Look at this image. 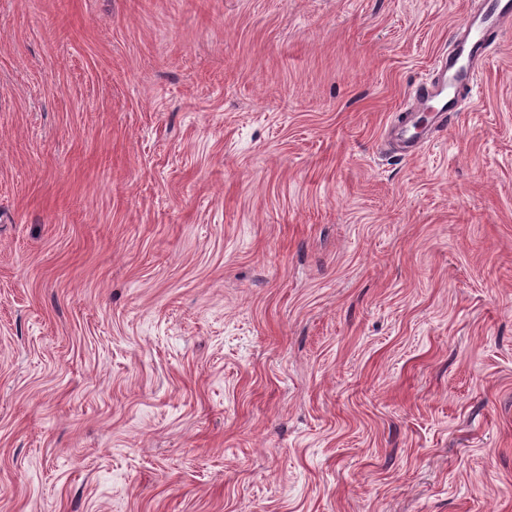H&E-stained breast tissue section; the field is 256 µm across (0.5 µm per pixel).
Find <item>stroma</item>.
Listing matches in <instances>:
<instances>
[{
	"mask_svg": "<svg viewBox=\"0 0 512 512\" xmlns=\"http://www.w3.org/2000/svg\"><path fill=\"white\" fill-rule=\"evenodd\" d=\"M473 0H0V512H512V33ZM512 21L511 0H480L458 27L451 49L436 64L432 75L415 89V110L394 127V139L400 156H412L426 139L432 137L459 112L458 95L465 88L472 92L479 64L488 55L490 35L501 32ZM423 112H430V121ZM417 150V151H416Z\"/></svg>",
	"mask_w": 512,
	"mask_h": 512,
	"instance_id": "obj_1",
	"label": "stroma"
}]
</instances>
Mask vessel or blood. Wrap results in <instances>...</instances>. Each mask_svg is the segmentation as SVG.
<instances>
[{
	"label": "vessel or blood",
	"mask_w": 512,
	"mask_h": 512,
	"mask_svg": "<svg viewBox=\"0 0 512 512\" xmlns=\"http://www.w3.org/2000/svg\"><path fill=\"white\" fill-rule=\"evenodd\" d=\"M512 22V0H479L458 27L459 36L432 75L415 89V109L394 128L397 150L415 155L422 143L452 120L461 90L473 88L481 62L487 56L492 31Z\"/></svg>",
	"instance_id": "obj_1"
}]
</instances>
